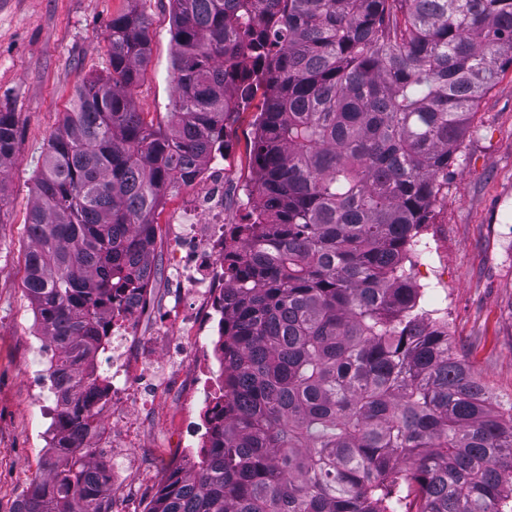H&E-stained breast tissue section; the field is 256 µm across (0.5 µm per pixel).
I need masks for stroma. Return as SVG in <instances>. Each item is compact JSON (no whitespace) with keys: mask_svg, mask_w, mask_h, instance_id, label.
<instances>
[{"mask_svg":"<svg viewBox=\"0 0 512 512\" xmlns=\"http://www.w3.org/2000/svg\"><path fill=\"white\" fill-rule=\"evenodd\" d=\"M136 10L149 22L150 57L132 93L146 120L173 104L170 0H0V110L13 113L14 154L0 173V512H13L43 472L54 428L53 396H38L30 372L46 368L26 292L27 216L36 201L50 134L77 84L109 67L106 28ZM256 106L227 122L229 185L254 189ZM422 237L432 247L413 281L440 275L448 291V340L499 400L512 401V66L484 96Z\"/></svg>","mask_w":512,"mask_h":512,"instance_id":"stroma-1","label":"stroma"}]
</instances>
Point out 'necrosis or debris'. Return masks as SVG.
Segmentation results:
<instances>
[{
  "instance_id": "1",
  "label": "necrosis or debris",
  "mask_w": 512,
  "mask_h": 512,
  "mask_svg": "<svg viewBox=\"0 0 512 512\" xmlns=\"http://www.w3.org/2000/svg\"><path fill=\"white\" fill-rule=\"evenodd\" d=\"M228 152L223 134H215L207 158L194 167L189 192L166 215L172 272L168 303L158 321L162 345L150 346L137 329L139 312L154 306L152 288L146 284L107 325L110 346L99 348L82 367L88 380L99 378L101 370L109 372L106 395L91 398L95 432L87 441L111 456L113 483L138 469L140 458L129 454L144 445L138 425L157 416L164 399L200 391L202 407L208 410L213 406L211 392L222 384L216 338L231 292L224 281V245L241 222L227 206ZM209 439L208 419L187 416L179 428L176 445L181 454L175 465L184 471L194 468L198 449L208 447Z\"/></svg>"
}]
</instances>
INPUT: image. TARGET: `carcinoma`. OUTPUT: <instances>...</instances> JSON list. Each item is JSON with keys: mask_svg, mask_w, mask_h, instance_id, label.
Returning a JSON list of instances; mask_svg holds the SVG:
<instances>
[{"mask_svg": "<svg viewBox=\"0 0 512 512\" xmlns=\"http://www.w3.org/2000/svg\"><path fill=\"white\" fill-rule=\"evenodd\" d=\"M173 110L131 89L147 19L107 27L109 69L51 133L27 293L61 398L14 512H112L79 368L150 269L154 216L211 135L262 96L257 209L224 254L229 417L149 512H512V414L456 357L410 269L479 101L512 66V0H172ZM0 110V169L14 152Z\"/></svg>", "mask_w": 512, "mask_h": 512, "instance_id": "carcinoma-1", "label": "carcinoma"}]
</instances>
